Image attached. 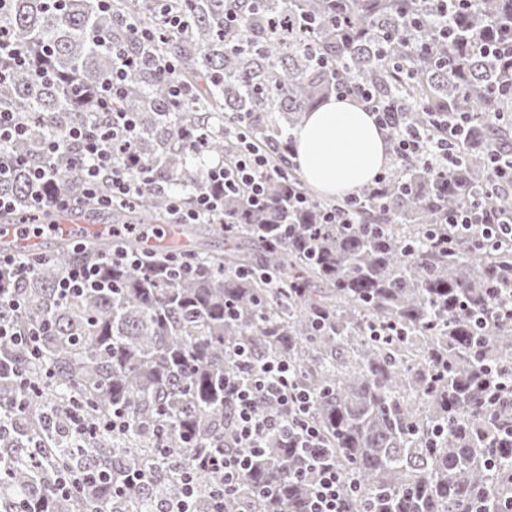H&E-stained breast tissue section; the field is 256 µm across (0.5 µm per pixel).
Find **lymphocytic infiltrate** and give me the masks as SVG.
Returning <instances> with one entry per match:
<instances>
[{"label":"lymphocytic infiltrate","mask_w":512,"mask_h":512,"mask_svg":"<svg viewBox=\"0 0 512 512\" xmlns=\"http://www.w3.org/2000/svg\"><path fill=\"white\" fill-rule=\"evenodd\" d=\"M132 64V59H119L111 78L94 92L97 106L107 115L106 124L94 128L75 127L66 134L67 140L80 148L79 169L86 192H94L103 173L107 172L111 175L112 196L121 200L139 194L147 180L143 173L135 178L128 176L117 162L118 157L130 155L137 134L134 118L118 105L125 94V79ZM447 141L448 132L444 129L433 136L408 130L403 134L399 148L402 155L421 158L429 166L445 170L454 163ZM267 165L264 154L250 149L233 164L210 169V179L220 184L223 192L219 195L200 194L194 205L183 211L184 223H199L203 217L223 207L225 195L242 190L247 192L252 205H265L267 189L263 178ZM449 224L462 235L468 234L473 227H480L483 240L490 243L505 238L512 240V191L488 188L485 195L474 199L470 209L451 217ZM227 387L232 398L235 442L239 450L234 453L215 449L195 458L192 467L183 475V498L178 502L176 512H191L195 475L200 471L223 475L225 489L214 496L211 510L223 512L225 490L232 488L241 472L248 468L251 456L261 449L264 438L283 426L281 418L264 410L263 404L267 401L291 410L300 446L314 469L307 512H345L341 494L344 479L320 451V433L309 422L314 402L308 393L292 387L287 362H267L250 383L231 381Z\"/></svg>","instance_id":"obj_1"}]
</instances>
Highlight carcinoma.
Here are the masks:
<instances>
[{"label": "carcinoma", "mask_w": 512, "mask_h": 512, "mask_svg": "<svg viewBox=\"0 0 512 512\" xmlns=\"http://www.w3.org/2000/svg\"><path fill=\"white\" fill-rule=\"evenodd\" d=\"M166 9L186 27L168 31ZM152 33L155 58L129 71L121 107L139 128L134 152L150 182L128 203L107 202L110 174L83 191L69 143L51 132L101 121L89 98L112 71L113 52L140 54L129 23ZM0 27L31 50V64L0 83V113L26 135L11 142L0 196L15 207L0 224H53L30 209L34 190L70 200L73 214L108 212L112 231L55 238L22 275L0 269V321L41 330L38 349L0 340V512H160L182 498L196 455L230 443L226 380L247 383L270 360L315 400L326 455L348 476V512H501L512 497V441H493L512 403L492 408L486 369L512 381V322L489 314L494 286L512 269V245L448 235V216L487 187L489 152L512 147V0H8ZM398 108L391 168L356 201L313 197L288 164V137L336 94L339 71ZM183 88L174 99L171 85ZM459 124L454 166L437 173L399 155L401 130ZM266 152L269 209L240 193L202 224H180L193 245L140 247L152 224L175 219L208 191L209 163L243 144ZM49 173L46 186L30 170ZM307 198L294 206V196ZM348 212L345 224L325 213ZM224 236L205 252L200 230ZM139 252L117 267L112 251ZM92 261L104 288L63 298L57 282ZM129 426L109 427L112 413ZM87 434H72L70 418ZM297 430L267 436L224 512H306L312 473ZM130 470L141 484L112 495ZM107 480L61 495L62 474ZM224 482L196 478L192 509L209 512Z\"/></svg>", "instance_id": "obj_1"}]
</instances>
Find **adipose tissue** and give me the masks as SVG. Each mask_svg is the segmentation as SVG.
Returning a JSON list of instances; mask_svg holds the SVG:
<instances>
[{"label":"adipose tissue","mask_w":512,"mask_h":512,"mask_svg":"<svg viewBox=\"0 0 512 512\" xmlns=\"http://www.w3.org/2000/svg\"><path fill=\"white\" fill-rule=\"evenodd\" d=\"M293 161L326 197L352 192L387 161L385 132L351 99L332 98L307 113L293 133Z\"/></svg>","instance_id":"adipose-tissue-1"}]
</instances>
